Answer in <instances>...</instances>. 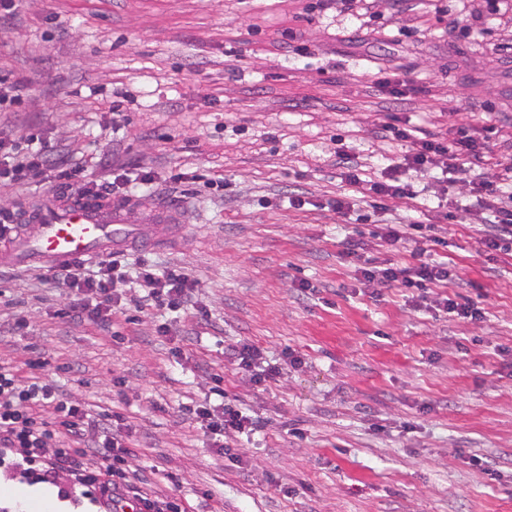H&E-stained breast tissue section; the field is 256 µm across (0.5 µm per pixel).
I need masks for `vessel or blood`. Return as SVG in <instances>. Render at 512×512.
<instances>
[{
  "instance_id": "obj_1",
  "label": "vessel or blood",
  "mask_w": 512,
  "mask_h": 512,
  "mask_svg": "<svg viewBox=\"0 0 512 512\" xmlns=\"http://www.w3.org/2000/svg\"><path fill=\"white\" fill-rule=\"evenodd\" d=\"M15 220L25 230L13 249L0 255L4 264L74 269L123 250L139 233L124 206L78 193L60 195L41 209L19 213Z\"/></svg>"
}]
</instances>
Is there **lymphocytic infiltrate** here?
I'll list each match as a JSON object with an SVG mask.
<instances>
[{
  "mask_svg": "<svg viewBox=\"0 0 512 512\" xmlns=\"http://www.w3.org/2000/svg\"><path fill=\"white\" fill-rule=\"evenodd\" d=\"M384 131L386 138L408 143L409 149L399 161L384 167L368 189L370 207L380 212L386 211L392 200L410 201L426 192L443 197L449 176L474 172L483 163L482 148L465 125L457 127L450 138L422 136L406 125L389 124ZM48 156V146L40 138L30 137L21 145L11 134L0 130V183L21 189L48 174L62 184L79 181L85 194H111V184L87 178L85 165L52 168ZM472 191L480 204L470 211L469 217L485 227L483 247L488 251L507 250L512 246V175L505 173L473 181ZM379 239L382 245L393 248L414 243L418 259L413 263L380 262L369 257L368 241L346 237L344 254L362 260L360 273L366 287L414 288L418 291L412 300L415 310H442L473 323L483 320V309L468 298L426 295L427 286L447 284L450 278L447 261L436 256L445 240L437 235L434 225L387 224ZM42 278L65 283L74 290L73 301L58 311L59 317L69 322L88 318L108 328L114 315L124 311L127 304L125 286L129 277L116 255L97 261L91 272L81 267L46 270ZM136 278L145 289L147 300L158 308L177 312L193 304L195 283L182 271H159L144 266ZM227 354L255 385L277 381L285 365L299 363L298 357L290 352L284 362L268 361L258 347L249 343H237L228 348ZM56 399L54 386L34 382L19 387L13 371L0 366V447L17 449L21 462L37 464L42 479L49 481L56 472H70L77 484L110 498L112 512H125L131 498L137 501L139 512H183L181 505L171 498L133 491L137 475L126 465L130 439L121 428L94 420L72 406L52 413L50 407ZM194 414L213 448L233 463L238 457L231 448L232 441L264 425L260 417L232 401L197 407ZM89 442L99 459L98 466L93 468L83 461ZM49 447L54 450L50 457L45 454Z\"/></svg>",
  "mask_w": 512,
  "mask_h": 512,
  "instance_id": "f902f5d3",
  "label": "lymphocytic infiltrate"
}]
</instances>
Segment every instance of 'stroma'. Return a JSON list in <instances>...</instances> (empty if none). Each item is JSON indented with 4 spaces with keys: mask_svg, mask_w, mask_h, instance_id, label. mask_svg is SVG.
<instances>
[{
    "mask_svg": "<svg viewBox=\"0 0 512 512\" xmlns=\"http://www.w3.org/2000/svg\"><path fill=\"white\" fill-rule=\"evenodd\" d=\"M0 69L24 85L1 128L85 160L90 178L116 183L115 201L133 191L145 238L152 214L173 212L174 249L125 259L184 269L208 312L130 305L103 331L58 318L66 284L0 265V364L24 385L55 382L92 417L122 415L138 487L187 512H512V250L482 251L464 183L449 182L447 209L426 193L375 213L333 154L348 146L370 180L406 150L382 126L449 136L467 124L481 174H503L511 12L491 0L343 12L328 0H15ZM61 190L0 184V213ZM345 194L356 205L341 216ZM413 221L443 225L446 292L483 322L416 313L410 291L360 283L345 235ZM239 341L303 363L253 387L224 354ZM217 387L264 421L236 439V464L189 412ZM51 487L69 512H111L68 473Z\"/></svg>",
    "mask_w": 512,
    "mask_h": 512,
    "instance_id": "35a3bbf8",
    "label": "stroma"
}]
</instances>
